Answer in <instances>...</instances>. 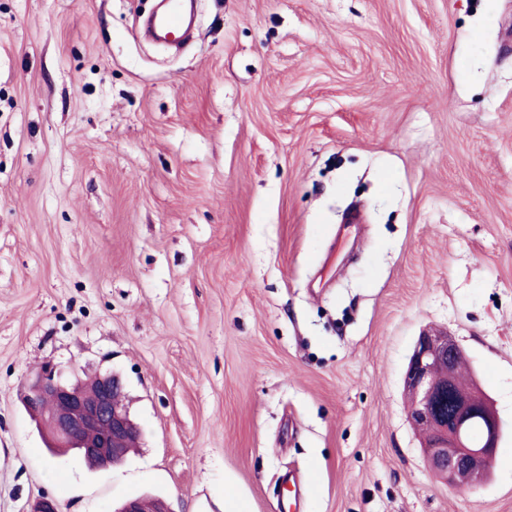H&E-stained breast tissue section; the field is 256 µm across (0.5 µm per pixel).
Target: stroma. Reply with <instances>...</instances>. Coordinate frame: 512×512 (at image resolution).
I'll return each mask as SVG.
<instances>
[{"instance_id":"35a3bbf8","label":"stroma","mask_w":512,"mask_h":512,"mask_svg":"<svg viewBox=\"0 0 512 512\" xmlns=\"http://www.w3.org/2000/svg\"><path fill=\"white\" fill-rule=\"evenodd\" d=\"M0 0V512H512V0ZM503 436L430 471L417 337ZM106 372L121 464L52 454L32 372ZM160 10L151 20V27L161 40L188 31L187 3L184 0H160Z\"/></svg>"}]
</instances>
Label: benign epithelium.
<instances>
[{"label":"benign epithelium","mask_w":512,"mask_h":512,"mask_svg":"<svg viewBox=\"0 0 512 512\" xmlns=\"http://www.w3.org/2000/svg\"><path fill=\"white\" fill-rule=\"evenodd\" d=\"M462 353L458 343L445 332L424 331L418 337L404 377L411 399L409 420L427 430L423 445L430 468L448 484L461 487L460 476H469L474 488L485 471L472 469L478 459H492L501 438V425L489 397L478 387L460 392L453 368L437 377V370L452 364ZM95 393L80 383L65 384L47 365L37 371L23 396L25 406L41 418L50 440L59 448H78L106 468L121 459L138 443L141 433L122 404L123 386L114 373L96 377ZM483 422L480 441L470 434L472 420ZM119 512H171L160 500L137 497L125 502Z\"/></svg>","instance_id":"7a95c632"}]
</instances>
